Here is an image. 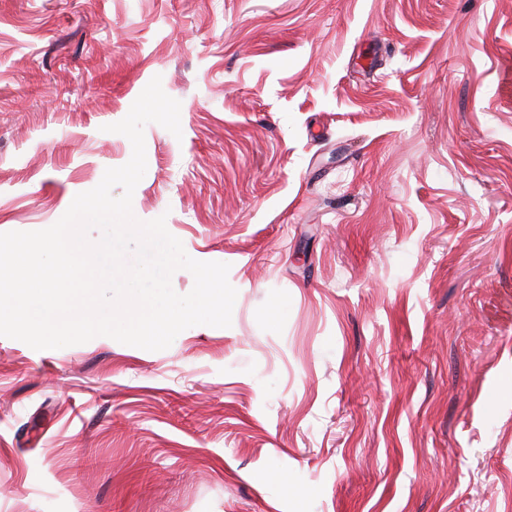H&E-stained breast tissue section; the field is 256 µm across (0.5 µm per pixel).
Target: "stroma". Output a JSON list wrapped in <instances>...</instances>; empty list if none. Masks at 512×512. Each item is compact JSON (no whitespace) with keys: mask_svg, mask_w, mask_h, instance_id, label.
Masks as SVG:
<instances>
[{"mask_svg":"<svg viewBox=\"0 0 512 512\" xmlns=\"http://www.w3.org/2000/svg\"><path fill=\"white\" fill-rule=\"evenodd\" d=\"M232 324L0 337V512H512V0H0V233L132 156Z\"/></svg>","mask_w":512,"mask_h":512,"instance_id":"35a3bbf8","label":"stroma"}]
</instances>
